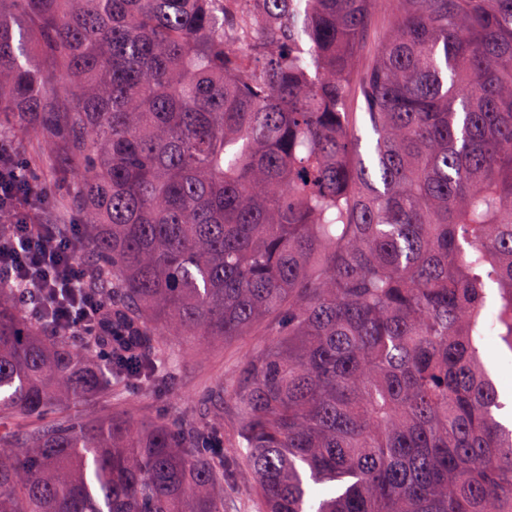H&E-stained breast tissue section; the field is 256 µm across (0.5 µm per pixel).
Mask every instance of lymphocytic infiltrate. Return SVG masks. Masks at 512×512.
Instances as JSON below:
<instances>
[{"mask_svg":"<svg viewBox=\"0 0 512 512\" xmlns=\"http://www.w3.org/2000/svg\"><path fill=\"white\" fill-rule=\"evenodd\" d=\"M31 171L14 154L0 152V217L12 224L14 246L0 255L17 278L37 288L45 306L68 328L87 327L91 312L102 301L83 293L86 265L70 239L49 236L46 205L34 190Z\"/></svg>","mask_w":512,"mask_h":512,"instance_id":"lymphocytic-infiltrate-1","label":"lymphocytic infiltrate"}]
</instances>
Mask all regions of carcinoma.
<instances>
[{"label":"carcinoma","mask_w":512,"mask_h":512,"mask_svg":"<svg viewBox=\"0 0 512 512\" xmlns=\"http://www.w3.org/2000/svg\"><path fill=\"white\" fill-rule=\"evenodd\" d=\"M392 2L365 67L374 0H0V114L104 301L73 332L0 267V512H512V0ZM269 315L234 447L86 408ZM495 349L488 357V366L497 379L500 392L510 396L512 393V352L500 342L494 339ZM226 512H262L260 499L251 480L241 478L233 494L224 487Z\"/></svg>","instance_id":"1"}]
</instances>
